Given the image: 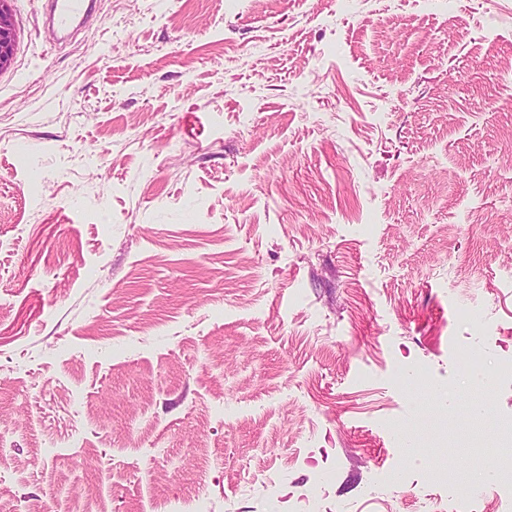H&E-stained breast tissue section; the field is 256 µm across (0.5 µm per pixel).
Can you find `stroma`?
<instances>
[{"label":"stroma","mask_w":512,"mask_h":512,"mask_svg":"<svg viewBox=\"0 0 512 512\" xmlns=\"http://www.w3.org/2000/svg\"><path fill=\"white\" fill-rule=\"evenodd\" d=\"M46 4L0 72V512H468L462 437L453 497L375 481L382 421L512 417V0ZM97 8L96 0H50L49 16L53 24L61 30H68L74 23L78 25L92 16Z\"/></svg>","instance_id":"1"}]
</instances>
